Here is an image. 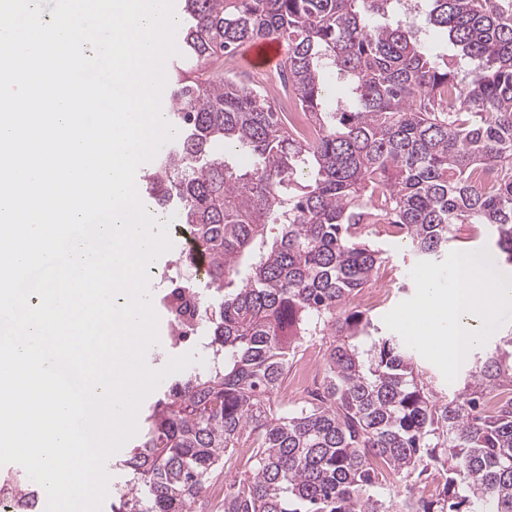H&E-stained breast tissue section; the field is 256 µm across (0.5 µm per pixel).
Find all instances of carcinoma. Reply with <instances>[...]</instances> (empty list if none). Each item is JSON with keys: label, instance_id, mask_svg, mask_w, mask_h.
Segmentation results:
<instances>
[{"label": "carcinoma", "instance_id": "carcinoma-1", "mask_svg": "<svg viewBox=\"0 0 512 512\" xmlns=\"http://www.w3.org/2000/svg\"><path fill=\"white\" fill-rule=\"evenodd\" d=\"M425 2L420 22L447 35L450 59L412 39L398 0H183L192 71L176 72L179 134L147 198L173 207L208 259L205 281L177 284L200 310L175 338L205 333L211 358L149 406L115 463L109 512H192L247 446L224 512H512V329L467 359L448 395L354 303L386 262L376 224L404 227L425 259L456 225L481 224L495 266H512V0ZM264 39L288 42L280 72L311 139L258 90L213 80L224 56ZM328 73L352 84L340 112ZM308 336L333 337L321 390L278 413L270 401ZM379 463L403 491L387 490ZM432 469L435 494L415 495ZM39 500L23 467L0 468L3 512Z\"/></svg>", "mask_w": 512, "mask_h": 512}]
</instances>
